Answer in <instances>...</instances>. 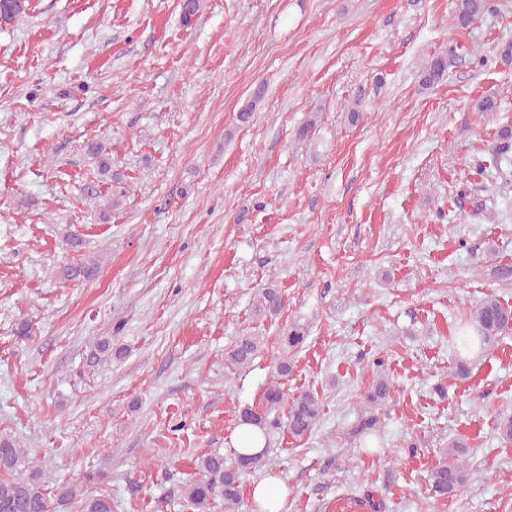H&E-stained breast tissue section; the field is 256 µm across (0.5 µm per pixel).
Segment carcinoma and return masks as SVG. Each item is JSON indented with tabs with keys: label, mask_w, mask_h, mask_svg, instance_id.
Masks as SVG:
<instances>
[{
	"label": "carcinoma",
	"mask_w": 512,
	"mask_h": 512,
	"mask_svg": "<svg viewBox=\"0 0 512 512\" xmlns=\"http://www.w3.org/2000/svg\"><path fill=\"white\" fill-rule=\"evenodd\" d=\"M494 0H459L457 24L465 27L485 13L494 10ZM25 12L24 0H0V21H14ZM457 47L449 46L436 54L422 72V84L432 85L441 81L456 58ZM87 153L98 159L101 173L111 171V158L105 156L101 143L92 141L87 144ZM99 270V264L89 258L64 268L63 276L67 281L89 280ZM480 345H492L508 330H512V308L498 300L488 298L475 310L472 320ZM260 347L255 336H242L225 353L229 365L240 367L249 364ZM389 383L384 378L377 379L365 396L372 407L384 402L389 396ZM289 404L287 429L295 438H303L315 427L320 402L311 392H304L293 398L278 385L268 387L263 395L261 409L246 408L239 421L251 425L262 433H268L275 422L268 420V414ZM467 442L453 440L442 449L440 460L430 472L428 482L435 495L443 498L460 496L468 482V473L462 457L466 453ZM269 463L268 451L255 456L239 455L230 467L224 466V458L213 454L201 457L199 470L204 479L187 485L184 499L195 512H207L214 496L219 494L224 501L225 512H233L240 500V473L257 469ZM50 481L46 480L41 468L30 464L28 451L19 448L10 438L0 436V512H50ZM80 512H112V498L92 496L85 498Z\"/></svg>",
	"instance_id": "cac0c4a2"
}]
</instances>
